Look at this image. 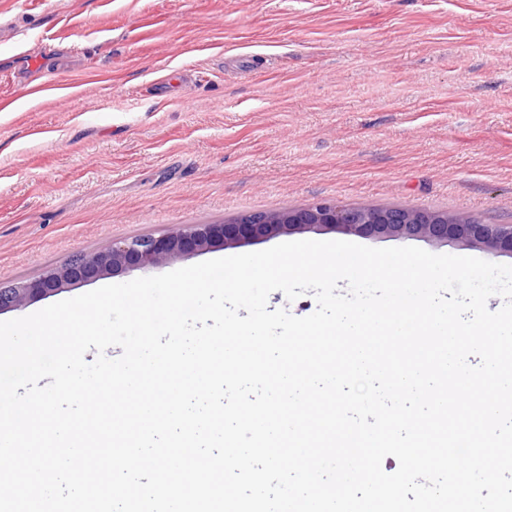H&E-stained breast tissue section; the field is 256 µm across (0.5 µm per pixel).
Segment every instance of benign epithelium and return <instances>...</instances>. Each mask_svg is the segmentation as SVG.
Segmentation results:
<instances>
[{"label": "benign epithelium", "instance_id": "obj_1", "mask_svg": "<svg viewBox=\"0 0 512 512\" xmlns=\"http://www.w3.org/2000/svg\"><path fill=\"white\" fill-rule=\"evenodd\" d=\"M324 229L364 237L424 238L435 243L460 240L481 245L493 253L512 254L511 224H482L466 215L432 216L408 207L392 212L319 201L298 210L247 214L224 224L183 225L158 237L114 242L103 251L77 255L18 285L1 287L0 312L21 308L66 285H78L129 268L159 265L216 246Z\"/></svg>", "mask_w": 512, "mask_h": 512}]
</instances>
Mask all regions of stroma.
Segmentation results:
<instances>
[{"mask_svg": "<svg viewBox=\"0 0 512 512\" xmlns=\"http://www.w3.org/2000/svg\"><path fill=\"white\" fill-rule=\"evenodd\" d=\"M331 200L512 224V0H0V285ZM67 286L0 320L275 246ZM512 265L463 241L368 238Z\"/></svg>", "mask_w": 512, "mask_h": 512, "instance_id": "stroma-1", "label": "stroma"}]
</instances>
